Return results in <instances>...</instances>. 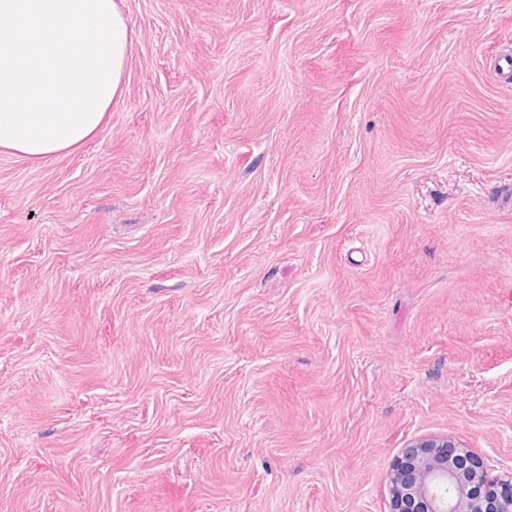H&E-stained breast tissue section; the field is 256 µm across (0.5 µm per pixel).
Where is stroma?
I'll return each mask as SVG.
<instances>
[{
    "mask_svg": "<svg viewBox=\"0 0 512 512\" xmlns=\"http://www.w3.org/2000/svg\"><path fill=\"white\" fill-rule=\"evenodd\" d=\"M125 92L0 154V512H390L512 469V0H115ZM493 471L448 436L412 439L387 473L390 512H512V471Z\"/></svg>",
    "mask_w": 512,
    "mask_h": 512,
    "instance_id": "obj_1",
    "label": "stroma"
}]
</instances>
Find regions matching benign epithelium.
<instances>
[{"instance_id":"1","label":"benign epithelium","mask_w":512,"mask_h":512,"mask_svg":"<svg viewBox=\"0 0 512 512\" xmlns=\"http://www.w3.org/2000/svg\"><path fill=\"white\" fill-rule=\"evenodd\" d=\"M390 512H512V471L446 436L410 440L387 473Z\"/></svg>"}]
</instances>
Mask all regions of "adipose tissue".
Segmentation results:
<instances>
[{
    "mask_svg": "<svg viewBox=\"0 0 512 512\" xmlns=\"http://www.w3.org/2000/svg\"><path fill=\"white\" fill-rule=\"evenodd\" d=\"M131 45L115 0H0V151L39 165L94 139Z\"/></svg>",
    "mask_w": 512,
    "mask_h": 512,
    "instance_id": "1",
    "label": "adipose tissue"
}]
</instances>
